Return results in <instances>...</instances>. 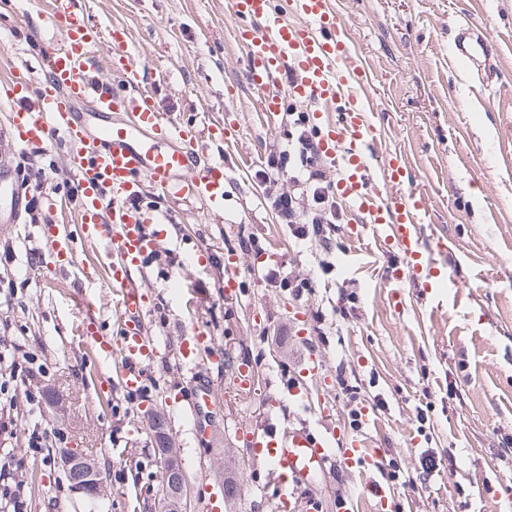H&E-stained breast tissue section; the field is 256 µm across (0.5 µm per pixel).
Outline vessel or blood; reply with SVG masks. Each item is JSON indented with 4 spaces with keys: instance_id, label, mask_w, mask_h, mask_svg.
Listing matches in <instances>:
<instances>
[{
    "instance_id": "vessel-or-blood-1",
    "label": "vessel or blood",
    "mask_w": 512,
    "mask_h": 512,
    "mask_svg": "<svg viewBox=\"0 0 512 512\" xmlns=\"http://www.w3.org/2000/svg\"><path fill=\"white\" fill-rule=\"evenodd\" d=\"M246 49L248 81L260 94L263 112L275 114L288 104L312 103L322 156L341 159L343 176L333 185L336 196L357 211L400 264L387 273L391 302H398L403 281H412L433 298L449 283L436 266L433 251L444 241L427 245L422 226L427 202L422 193L406 190L409 164L403 155L376 152L377 131L373 85L363 56L333 0H228ZM42 29L64 28V43L40 38V71L34 105L18 104L7 126H0V157L5 152L43 150L55 140L69 148L78 211L76 232L57 230L49 239L53 252L76 261L78 245L104 244L111 251L109 283L122 315V334L111 342L95 317H87V341L112 358L127 392H142L145 366L161 354L162 346L144 334L137 322L147 295L136 274L156 248L146 231L143 210L129 207L144 184L163 195L201 202L207 210L224 209V162L200 145L191 122L165 120L151 94L138 90L142 66L134 61L122 33L112 37V59L119 78L110 86L97 84L89 74L90 59L101 39L76 10L73 0H54L41 18ZM457 58L474 67L489 65L493 46L470 22H462L455 43ZM296 78L287 89L274 84L284 67ZM123 114V122L112 119ZM28 194L16 167L0 164V199L8 209L7 222L19 223ZM181 357L201 369L204 358H221L222 350L201 326L179 348ZM324 361L309 355L305 367L287 386L297 408L306 410L313 396L306 379L324 381ZM249 446L278 475L276 496L281 512H295L298 496L316 473L331 466L360 464L356 446L342 433H318L310 425L276 427L253 435Z\"/></svg>"
}]
</instances>
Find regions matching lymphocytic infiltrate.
<instances>
[{"label": "lymphocytic infiltrate", "instance_id": "f902f5d3", "mask_svg": "<svg viewBox=\"0 0 512 512\" xmlns=\"http://www.w3.org/2000/svg\"><path fill=\"white\" fill-rule=\"evenodd\" d=\"M287 141V148L271 149L267 168L261 173L274 187L283 178L289 183L288 190L271 192V206L296 238L331 252L330 234L340 216V205L327 180L318 132L308 113H293Z\"/></svg>", "mask_w": 512, "mask_h": 512}]
</instances>
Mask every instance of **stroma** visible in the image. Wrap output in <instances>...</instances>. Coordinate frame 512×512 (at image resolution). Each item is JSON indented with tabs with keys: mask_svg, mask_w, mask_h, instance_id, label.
<instances>
[{
	"mask_svg": "<svg viewBox=\"0 0 512 512\" xmlns=\"http://www.w3.org/2000/svg\"><path fill=\"white\" fill-rule=\"evenodd\" d=\"M102 38L93 74L113 78L112 27H125L130 51L144 63L143 81L167 119L192 120L201 137L223 129L224 210L147 193L157 248L143 273L149 302L141 321L171 355L157 359L144 391L132 395L118 379L101 383L104 354L81 333L84 300H92L105 336L117 313L106 286L103 251H79L65 264L51 251L49 224L71 228L70 213L51 211L36 224L0 223V341L9 348L0 375L15 358L29 360L32 377L11 381L0 396V486L24 490L25 512H154L161 495L162 459L145 418H165L166 447L176 449L189 484L207 476L213 493L225 480L243 491L222 512H278L268 492L269 466L244 439L267 424L269 396L281 418L294 415L284 382L309 353L323 355L327 386L312 385L329 414L310 415L322 431L360 442L363 455L386 456L410 475L424 457L439 460L426 484L394 483L400 512H512V0H335L356 49L374 76L377 151L407 159L411 185L427 199L425 237H442L439 266L457 285L432 301L405 282L392 306L383 285L398 263L371 230L352 237L354 217L342 210L336 243L322 272L315 248L295 239L266 201L256 176L270 148L285 142L289 117H269L247 79L226 0H74ZM52 0H0V123L13 109L7 93L36 64L40 15ZM492 38L498 71L490 83L452 54L460 22ZM69 149L57 142L38 158L53 199L71 195ZM277 251L284 271L312 279L303 299L262 276L265 250ZM247 270L236 298L225 299L229 261ZM355 295L354 312L336 314L341 292ZM323 324L312 318L315 310ZM222 344L229 364L209 365L210 402L191 415L174 400L190 375L174 354L193 325ZM253 366L259 380L239 390L236 365ZM356 377L369 424L353 428L352 405L335 383L337 366ZM38 402H31V394ZM426 406L427 421L416 418ZM48 435L42 454L28 446L33 429ZM78 448L102 464L104 495L89 510L57 464L58 449ZM373 466L332 468L310 489L336 512L341 499L354 512H373L365 491L379 480Z\"/></svg>",
	"mask_w": 512,
	"mask_h": 512,
	"instance_id": "35a3bbf8",
	"label": "stroma"
}]
</instances>
